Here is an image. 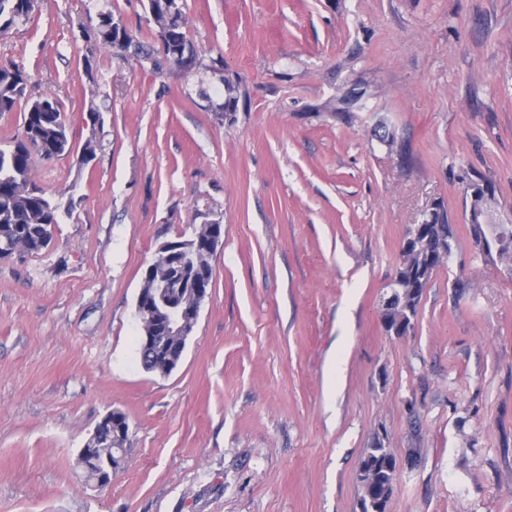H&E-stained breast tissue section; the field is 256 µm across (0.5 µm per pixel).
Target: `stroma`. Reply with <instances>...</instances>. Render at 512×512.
Masks as SVG:
<instances>
[{
  "instance_id": "35a3bbf8",
  "label": "stroma",
  "mask_w": 512,
  "mask_h": 512,
  "mask_svg": "<svg viewBox=\"0 0 512 512\" xmlns=\"http://www.w3.org/2000/svg\"><path fill=\"white\" fill-rule=\"evenodd\" d=\"M181 3L189 72L92 48L102 10L154 43L147 0H37L0 32L70 130L35 179L76 203L0 260V512H359L377 442L386 512H512V268L475 247L465 191L487 179L512 224V0ZM228 78L248 90L231 122ZM436 209L453 255L396 336L381 304ZM206 220L209 297L177 368L147 373L144 272ZM111 410L125 462L96 489L77 455ZM394 459L395 458L389 448H385L382 444H378L373 448L366 449L360 464V466L364 467L367 471L373 473L375 481L380 488L386 486L389 498L392 493V488L390 487V473L384 469L383 462Z\"/></svg>"
}]
</instances>
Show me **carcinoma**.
<instances>
[{
    "instance_id": "1",
    "label": "carcinoma",
    "mask_w": 512,
    "mask_h": 512,
    "mask_svg": "<svg viewBox=\"0 0 512 512\" xmlns=\"http://www.w3.org/2000/svg\"><path fill=\"white\" fill-rule=\"evenodd\" d=\"M36 0H0V30L11 26L17 20L30 18ZM148 10L153 12L156 39L159 49L154 51L138 43L112 11L97 14L93 29L98 47L117 53L134 49L141 60L151 63L153 69L162 68L161 48H173L180 55H166L167 62L180 69L190 70L196 65L197 53L191 45L187 22L180 0H148ZM28 77L15 64H0V114L23 112L21 135L13 138L6 149L0 148V259L23 258L37 253L48 246L52 227L63 217L70 215L74 208L73 198L64 194L49 196L37 185L34 178V162L37 159L50 162L68 155L72 151L69 131L66 126L60 102L52 95L30 99L27 96ZM247 97V90L241 82H225L224 102L216 107L222 112L228 107L238 108L241 98ZM487 225L494 227L495 234L505 243L499 261L512 268V224H498L494 213H488ZM454 235L445 212H435L431 221H426L419 243L412 249H401L402 264L397 271L400 287L386 301L382 316L393 321H412L416 316L424 288L433 274L447 260L443 254L444 244L453 241ZM195 277L203 288L212 286L211 259L201 256L193 258ZM140 362L148 373L168 375L171 370L159 368L150 351L139 349ZM112 420L108 414L95 426L85 448L78 455L85 481L92 482L94 460L112 457L115 444L100 438L105 423ZM394 456L389 449L378 444L366 449L361 466L373 473L381 487L390 486V473L383 462Z\"/></svg>"
}]
</instances>
